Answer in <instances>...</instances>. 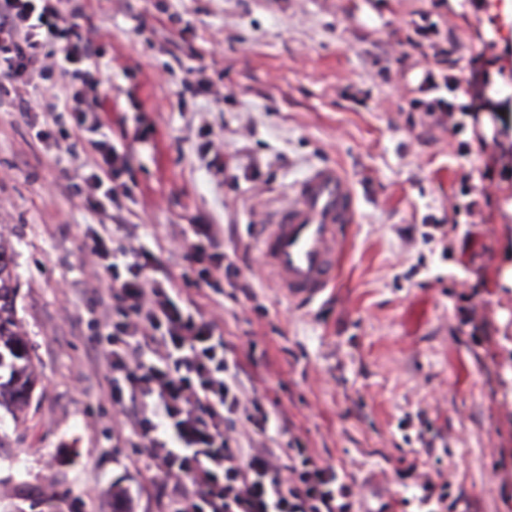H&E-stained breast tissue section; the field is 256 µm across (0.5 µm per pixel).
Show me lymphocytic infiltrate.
<instances>
[{
	"instance_id": "lymphocytic-infiltrate-1",
	"label": "lymphocytic infiltrate",
	"mask_w": 512,
	"mask_h": 512,
	"mask_svg": "<svg viewBox=\"0 0 512 512\" xmlns=\"http://www.w3.org/2000/svg\"><path fill=\"white\" fill-rule=\"evenodd\" d=\"M62 0H0V100L10 99L46 151L85 131L97 85L75 88L78 66L95 49L92 29L65 14ZM73 115L59 130L61 113ZM82 174L86 200L105 210L113 179L128 155L106 140ZM184 267L176 270L145 247L116 238L110 225L91 230L83 246L110 270L112 283L92 292L87 310L96 329L89 358L106 373L100 390L115 409L118 433L145 449L147 467L169 487L172 512H353L357 493L337 469L304 448L273 449L255 415L248 370L215 317L187 291L201 282L249 293L217 225L173 232Z\"/></svg>"
}]
</instances>
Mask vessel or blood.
Masks as SVG:
<instances>
[{
    "instance_id": "obj_1",
    "label": "vessel or blood",
    "mask_w": 512,
    "mask_h": 512,
    "mask_svg": "<svg viewBox=\"0 0 512 512\" xmlns=\"http://www.w3.org/2000/svg\"><path fill=\"white\" fill-rule=\"evenodd\" d=\"M355 213L351 184L333 166L315 168L289 192L258 237L262 263L288 300L310 302L335 285Z\"/></svg>"
}]
</instances>
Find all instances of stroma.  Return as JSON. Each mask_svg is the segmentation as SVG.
Listing matches in <instances>:
<instances>
[{"label":"stroma","instance_id":"stroma-1","mask_svg":"<svg viewBox=\"0 0 512 512\" xmlns=\"http://www.w3.org/2000/svg\"><path fill=\"white\" fill-rule=\"evenodd\" d=\"M95 30L83 63L101 129L46 153L0 103V243L39 383L21 423L0 409V512H168L145 455L116 442L85 303L109 275L85 251L99 224H222L253 285L208 290L225 341L248 351L269 418L361 492L357 512H417L409 463L448 483L452 512H512V29L492 0H64ZM435 26L439 54L413 44ZM489 60L465 112L470 63ZM433 73L436 85L422 84ZM217 88L207 94L204 84ZM442 102L444 123L424 105ZM129 151L115 203L60 186L92 142ZM223 142L215 156L214 142ZM330 164L357 198L331 297L291 303L255 267L258 226ZM446 225L438 237L437 225Z\"/></svg>","mask_w":512,"mask_h":512}]
</instances>
